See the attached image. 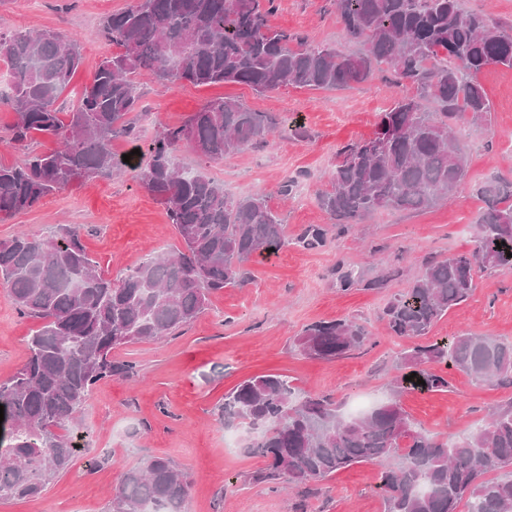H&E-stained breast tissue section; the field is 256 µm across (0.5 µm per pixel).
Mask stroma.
<instances>
[{
	"instance_id": "1",
	"label": "stroma",
	"mask_w": 512,
	"mask_h": 512,
	"mask_svg": "<svg viewBox=\"0 0 512 512\" xmlns=\"http://www.w3.org/2000/svg\"><path fill=\"white\" fill-rule=\"evenodd\" d=\"M131 2L0 0V27L60 30L79 40L83 62L56 103L69 112L112 52L99 35L102 20ZM268 23L315 44L347 52L359 48L344 37L333 0H275ZM480 81L493 112L490 122L466 128L468 171L453 195L418 213H376L315 250L290 245L258 258L248 266V282L212 294L201 318L179 335L116 350L115 359L136 365V376L98 384L78 415V435L101 449L97 462L76 454L71 469L43 495L2 501L0 512H108L123 472L152 457L169 458L188 476V512H384L379 469L369 463L339 471L309 493L299 487L275 491L255 481L265 462L248 452L243 428L225 426L221 407L225 393L240 382L270 372L288 375L304 391L332 394L345 414L361 400L387 396L391 380L401 373L395 356L413 345L386 331L383 312L389 299L429 256L472 250L484 206L482 187L498 176L512 178V68H488ZM138 85L144 113L136 129L144 144L217 98L300 118L309 139L272 136L211 170L233 194L265 193L292 236L306 225L328 223L317 196L329 186L338 149L371 137L381 112L405 91L386 73L336 91L288 87L259 94L232 83L170 86L147 72ZM12 121L10 103L2 98L0 163L19 162L29 149H55V141L42 136L25 148L9 143ZM293 178L299 181L296 194L281 197L282 185ZM66 226L80 228L89 256L111 278L150 253L179 245L164 207L127 175L78 181L46 196L32 211L0 222V239L20 230L49 235ZM390 267L398 274L381 288L344 292L336 283L340 268L372 278ZM477 277L473 296L440 318L431 338L477 333L512 341V269H488ZM343 318L367 326L372 345L329 361L302 354L297 338L308 325ZM39 325L18 314L0 284V380L22 366L28 339ZM448 379L447 390L413 391L401 399L403 409L436 437L476 429L491 409L512 402L510 385L477 386L456 370Z\"/></svg>"
}]
</instances>
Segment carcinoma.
Returning a JSON list of instances; mask_svg holds the SVG:
<instances>
[{"label": "carcinoma", "mask_w": 512, "mask_h": 512, "mask_svg": "<svg viewBox=\"0 0 512 512\" xmlns=\"http://www.w3.org/2000/svg\"><path fill=\"white\" fill-rule=\"evenodd\" d=\"M274 2L135 0L103 19L101 34L116 51L65 114L55 104L82 64L78 40L42 29L0 33V54L13 72L9 141L40 134L58 143L21 163H0V220L77 181L123 169L165 207L181 242L114 280L88 257L77 227L58 238L20 232L0 240V281L19 314L41 321L22 368L0 381V405L15 424L12 444L0 449V501L37 498L70 468L72 425L93 389L134 375L135 365L112 360V351L179 334L211 294L244 284L246 263L288 246V227L265 195H233L210 169L271 135L304 140L307 130L286 115L223 98L143 146L131 118L141 72L171 85L235 83L257 92L335 90L377 71L412 86L381 113L372 138L340 149L329 189L319 194L335 223L305 227L295 244L307 249L378 210L430 208L463 179L467 156L457 130L491 115L480 76L491 64L512 68L511 26L464 10L461 0H334L344 36L361 45L345 52L270 27ZM119 136L140 155L125 163L113 154ZM184 148L195 165L179 162ZM482 195L473 250L425 261L384 310L392 335L420 340L400 356L416 376L394 379L390 399L343 416L332 395L304 393L276 373L224 395V424L252 429L248 448L266 459L258 480L299 486L371 463L379 467L385 512H512V402L446 441L400 406L411 391L448 389L450 369L478 384L512 385V342L475 333L428 339L435 321L471 296L476 268L512 269V179L488 182ZM386 281L348 270L337 277L344 291ZM370 342L365 326L345 319L313 323L298 339L305 355L322 360ZM188 496L185 476L152 457L123 474L111 512H185Z\"/></svg>", "instance_id": "cac0c4a2"}]
</instances>
